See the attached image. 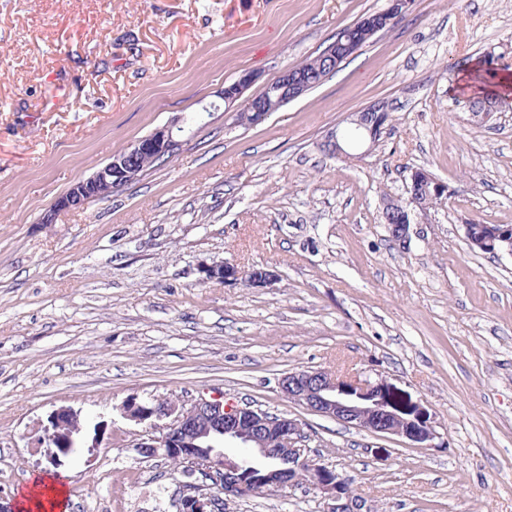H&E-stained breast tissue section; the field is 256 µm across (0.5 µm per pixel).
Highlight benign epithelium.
Instances as JSON below:
<instances>
[{
    "instance_id": "benign-epithelium-1",
    "label": "benign epithelium",
    "mask_w": 512,
    "mask_h": 512,
    "mask_svg": "<svg viewBox=\"0 0 512 512\" xmlns=\"http://www.w3.org/2000/svg\"><path fill=\"white\" fill-rule=\"evenodd\" d=\"M414 0H390L387 9L366 15L355 25L342 30L336 40L324 51L328 63L339 64L348 55L356 54L361 43L379 30L382 23L394 22L404 17ZM255 81L246 73L234 83L224 87L221 96L225 103L239 100ZM311 88L301 69H285L280 76L266 84L260 97L249 99L252 124L264 121L277 107L304 95ZM388 117L370 105L344 119L346 128L330 135L336 154L351 157L345 147H366L376 144L379 130ZM179 146L173 135V125L155 129L149 136L129 146L124 152L97 169L89 177L77 182L60 197L41 223L51 224L55 211L79 209L88 203L112 196L116 190L138 178L136 162L141 156L169 153ZM433 183L435 195L449 193L448 185L424 173L412 172L407 205L421 211L426 206L420 200L419 187ZM498 241L509 243L504 254L512 256V227H488V231L471 243L489 249ZM201 280L221 281L234 285L242 281L253 288H265L276 280L274 271L264 267L241 269L227 261H215L201 267ZM279 388L289 400L320 416L354 425L376 435L403 437L423 448L432 447L437 433L424 408L404 401L390 387L379 382L332 374L321 369H300L286 373L279 381ZM129 416L138 420H153L154 433L134 444L137 451L144 448L163 450L164 453L182 458L195 471L212 482L213 496L235 498L245 488L235 474L239 464L235 457L224 453L226 448H246L250 451L241 460L255 457L276 459L285 468L266 467L265 476L259 481L263 487L279 488L293 484L295 468L307 467L309 485L320 497L322 512H362L363 501L349 491V479L338 473L329 478L318 459L305 453L300 442L302 424L293 418L270 416L262 411L247 410L224 404L221 398L201 396L189 404L168 405L165 402L150 405L133 404ZM83 429L79 414L70 408H59L48 416L44 427L43 442L62 452L76 443L75 435ZM177 512H210L212 499L184 497L175 504Z\"/></svg>"
}]
</instances>
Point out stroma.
<instances>
[{"instance_id":"obj_1","label":"stroma","mask_w":512,"mask_h":512,"mask_svg":"<svg viewBox=\"0 0 512 512\" xmlns=\"http://www.w3.org/2000/svg\"><path fill=\"white\" fill-rule=\"evenodd\" d=\"M388 0H0V499L45 469L67 512H174L166 464L133 443L129 401L205 396L301 422L309 455L352 479L371 512H512V257L472 251L464 226L512 224V0H415L336 72L254 126L208 111L224 86L285 68ZM493 102L488 121L472 100ZM384 100L359 159L321 144ZM174 123L179 150L139 179L41 223L75 183ZM448 199L399 245L386 202L412 170ZM266 267L265 288L202 282L201 265ZM323 369L389 384L438 436L316 415L279 378ZM107 426L50 466V412ZM224 512H321L286 486Z\"/></svg>"}]
</instances>
